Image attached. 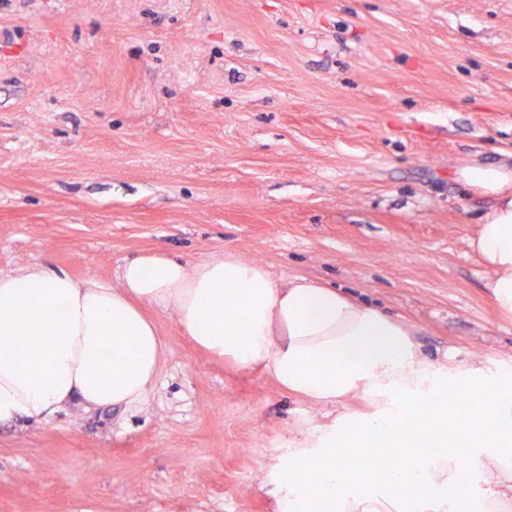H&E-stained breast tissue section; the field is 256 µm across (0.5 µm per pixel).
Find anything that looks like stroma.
Wrapping results in <instances>:
<instances>
[{
	"label": "stroma",
	"mask_w": 512,
	"mask_h": 512,
	"mask_svg": "<svg viewBox=\"0 0 512 512\" xmlns=\"http://www.w3.org/2000/svg\"><path fill=\"white\" fill-rule=\"evenodd\" d=\"M512 163V0H0V272L225 251L512 365L467 240ZM153 318L137 407L0 424V512H275L323 410Z\"/></svg>",
	"instance_id": "1"
}]
</instances>
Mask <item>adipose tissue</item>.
Returning a JSON list of instances; mask_svg holds the SVG:
<instances>
[{
    "instance_id": "ef3b65f1",
    "label": "adipose tissue",
    "mask_w": 512,
    "mask_h": 512,
    "mask_svg": "<svg viewBox=\"0 0 512 512\" xmlns=\"http://www.w3.org/2000/svg\"><path fill=\"white\" fill-rule=\"evenodd\" d=\"M457 178L495 201L469 247L512 316V169L467 165ZM148 306L173 311L210 355L336 409L271 472L279 512H502L512 501V370L433 362L380 310L305 278L277 281L231 252L191 265L143 254L115 284L35 264L0 272V423L48 419L69 403H144L165 355ZM452 388L476 411H449ZM354 396L369 412L344 410ZM425 402L434 415L421 427L408 410ZM380 448L398 465L360 485L353 463ZM461 466L476 475L463 490L452 477Z\"/></svg>"
}]
</instances>
